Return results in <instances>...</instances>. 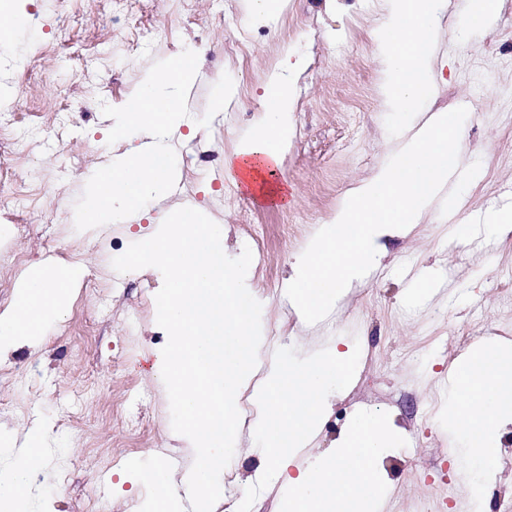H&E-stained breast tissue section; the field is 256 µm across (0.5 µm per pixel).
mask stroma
I'll return each mask as SVG.
<instances>
[{
	"label": "stroma",
	"instance_id": "1",
	"mask_svg": "<svg viewBox=\"0 0 512 512\" xmlns=\"http://www.w3.org/2000/svg\"><path fill=\"white\" fill-rule=\"evenodd\" d=\"M71 26L56 22L45 0H0V19L15 39L0 44V117L11 135L33 143L32 152L0 163V204L15 208L0 220V311L11 307L14 287L40 262H77L85 275L66 313L41 338L0 353V437L23 440L39 430L47 455L30 478L31 512H138L152 493L140 471L164 463L175 475L191 469L194 454L171 427L168 395L157 356L167 342L155 323L156 274L118 273L112 266L131 243L151 233L168 208L197 207L225 229L224 252L238 257L258 225L265 262H252L246 282L262 305L261 349L255 367L263 378L277 349L308 356L320 349L352 352L360 359L351 384L331 393L320 426L304 450L323 457L338 447L353 416L384 411L406 446L385 451L378 468L387 484L382 512H505L512 500V418L496 433L501 454L489 483L468 468L462 437L439 415H426L435 391L448 382L465 352L458 334L512 342V293L496 276L512 267V234H490L488 210H512V115L497 95L512 93V0L490 25L470 29L474 0H442L436 15L443 48L430 63L437 90L413 111L395 112L385 101L390 70L374 37L385 19L383 0H284L275 17L255 18L247 0H136L133 12L112 0H65ZM143 33L137 53H122L131 35L128 15ZM237 16L251 33L245 64L229 56ZM195 51L201 61L191 85L188 115L168 140L176 153L177 192L148 203L142 216L80 231L74 205L98 163L112 147L113 125L103 105L120 107L136 92L151 65L175 51ZM305 66L290 92L291 136L269 181L273 198L230 181L225 171L239 138L258 116L265 74L284 56ZM489 67L485 81L470 74L474 60ZM226 93L215 110L216 88ZM464 106L462 156L422 222L383 239V256L332 308V328L300 319L285 289L293 264L329 221L348 192L372 177L401 142L431 113ZM232 185L237 203L224 205ZM297 213L292 240L279 225ZM29 227L16 238L14 224ZM279 280L280 292L263 293L262 281ZM432 289L417 295L419 279ZM266 466L248 423H240L235 453L224 470L235 489L218 512H236L246 488ZM485 495L475 500L472 485Z\"/></svg>",
	"mask_w": 512,
	"mask_h": 512
}]
</instances>
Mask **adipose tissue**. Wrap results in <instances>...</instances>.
Returning a JSON list of instances; mask_svg holds the SVG:
<instances>
[{"label": "adipose tissue", "mask_w": 512, "mask_h": 512, "mask_svg": "<svg viewBox=\"0 0 512 512\" xmlns=\"http://www.w3.org/2000/svg\"><path fill=\"white\" fill-rule=\"evenodd\" d=\"M437 0H385V21L375 37L392 64L393 79L386 96L393 111L405 112L431 98L435 85L425 75L430 48L439 36L434 22ZM303 60H283L265 84L262 116L228 163L229 172L243 184L259 186V173L280 164L281 147L288 140V114L294 107L289 88L303 68ZM83 277L78 265L57 267L50 279L27 277L16 290L14 307L0 314V349L36 341L62 299ZM448 412L461 426L478 467H492L497 452L495 432L500 420L512 415V347L485 341L462 363L459 379L448 387ZM39 434H30L17 448L11 469L0 474V512H28V485L40 465L34 459ZM155 492L140 512H181V498L172 489L164 466L146 471Z\"/></svg>", "instance_id": "ef3b65f1"}]
</instances>
